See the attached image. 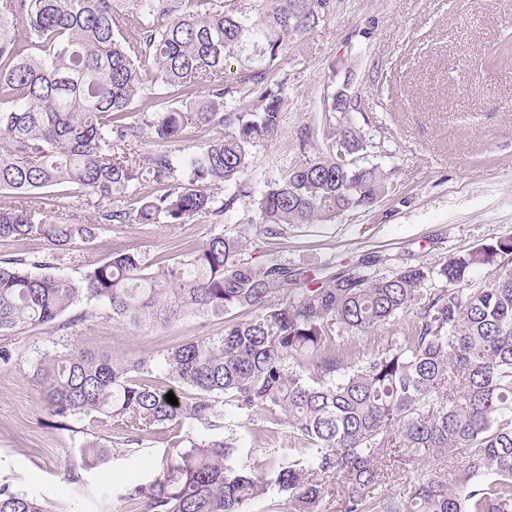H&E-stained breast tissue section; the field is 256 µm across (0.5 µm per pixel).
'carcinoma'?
I'll return each instance as SVG.
<instances>
[{
    "instance_id": "cac0c4a2",
    "label": "carcinoma",
    "mask_w": 512,
    "mask_h": 512,
    "mask_svg": "<svg viewBox=\"0 0 512 512\" xmlns=\"http://www.w3.org/2000/svg\"><path fill=\"white\" fill-rule=\"evenodd\" d=\"M0 0V239L36 234L51 246L38 263L0 260V363L28 367L51 415L93 418L126 446L171 432L160 473L127 488L130 512H247L286 494V512H512V237L438 264L325 265L313 274L270 247L244 258L246 241L217 234L183 258L152 261L118 250L78 278L34 274L98 226L182 224L220 217L253 197L249 226L265 240L369 211L389 173L354 122L353 84L332 86L320 123L294 160L255 192L244 180L252 148L278 136L288 77L275 79L290 39L336 14V0ZM240 67L224 83L228 62ZM206 90L199 99L197 90ZM178 92L181 108L133 112L141 90ZM189 127H222L198 151L174 148ZM154 149L141 153L144 142ZM167 187L143 195L138 186ZM75 184L99 224L44 220L36 192ZM231 187L227 198L218 190ZM488 270L477 282L473 274ZM96 302L140 333L184 319H224V331L135 358L96 356L76 341L26 363L5 344L37 326L73 330ZM402 327L377 349L337 354L335 337ZM176 394L177 404L166 395ZM287 419L292 453L270 473L240 464L225 419ZM425 452L429 465L399 491L398 470ZM82 467L104 463L110 442L78 449ZM462 465L446 469L448 457ZM0 484V512H57Z\"/></svg>"
}]
</instances>
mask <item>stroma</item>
Instances as JSON below:
<instances>
[{
	"label": "stroma",
	"mask_w": 512,
	"mask_h": 512,
	"mask_svg": "<svg viewBox=\"0 0 512 512\" xmlns=\"http://www.w3.org/2000/svg\"><path fill=\"white\" fill-rule=\"evenodd\" d=\"M509 36L512 0H338L335 16L294 41L280 64L288 76L280 134L253 147L252 187L264 189L297 159L300 132L321 112L333 67L343 65L361 95L354 120L382 145L374 162L394 174L372 211L294 229L284 244L289 262L351 267L377 252L397 264L434 263L512 236V67L489 63ZM252 213L244 198L208 221L105 226L75 245L60 270L80 277L86 254L102 258L117 248L176 260L220 232L251 236ZM45 215L62 224L96 221L74 187L48 189ZM75 311L84 317L75 338L94 355L138 357L224 327L220 319H185L138 334L112 322L103 306L81 303ZM98 434L86 419L59 428L31 378L0 366V483L66 512H127L123 489L158 475L167 435L83 471L85 493L71 494L59 467L79 463L80 445ZM253 439L255 469L271 471L289 455L287 424L254 431Z\"/></svg>",
	"instance_id": "stroma-1"
}]
</instances>
